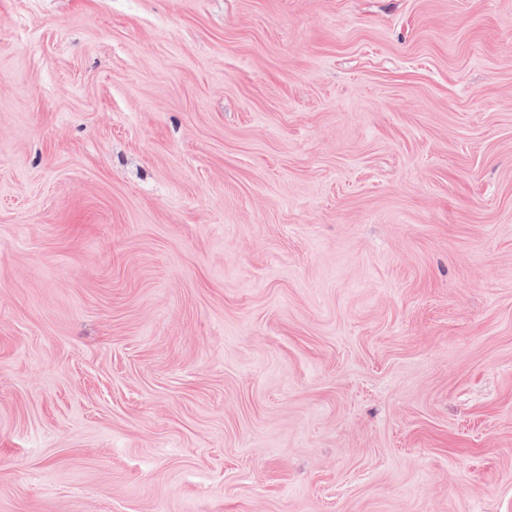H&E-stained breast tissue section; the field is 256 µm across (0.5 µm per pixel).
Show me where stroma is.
Returning a JSON list of instances; mask_svg holds the SVG:
<instances>
[{
    "instance_id": "stroma-1",
    "label": "stroma",
    "mask_w": 512,
    "mask_h": 512,
    "mask_svg": "<svg viewBox=\"0 0 512 512\" xmlns=\"http://www.w3.org/2000/svg\"><path fill=\"white\" fill-rule=\"evenodd\" d=\"M0 512H512V0H0Z\"/></svg>"
}]
</instances>
